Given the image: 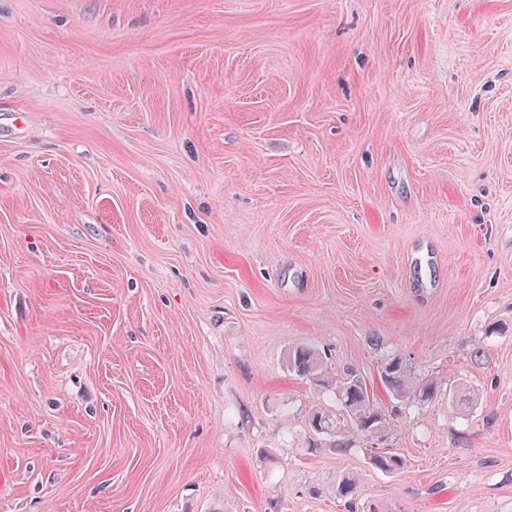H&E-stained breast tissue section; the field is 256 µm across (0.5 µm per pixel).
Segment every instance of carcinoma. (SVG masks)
<instances>
[{"instance_id":"carcinoma-1","label":"carcinoma","mask_w":512,"mask_h":512,"mask_svg":"<svg viewBox=\"0 0 512 512\" xmlns=\"http://www.w3.org/2000/svg\"><path fill=\"white\" fill-rule=\"evenodd\" d=\"M288 370L296 376L312 382L316 386L331 387L340 408L348 417L353 432L362 436L387 435L390 422L385 411L376 403L368 391L364 377L353 369H348L332 382L325 378L320 354L308 346H296L288 350ZM378 374L381 385L392 398L409 401L419 406L431 403L438 392V382L411 375V366L402 354L392 352L383 356ZM308 427L315 435L327 434L336 429V413L318 408L308 418ZM371 464L383 472H394L403 466L402 457L389 449L378 451L370 456ZM358 492L354 478L343 476L336 487L337 499L343 505L353 508Z\"/></svg>"}]
</instances>
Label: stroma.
<instances>
[{
    "label": "stroma",
    "instance_id": "obj_1",
    "mask_svg": "<svg viewBox=\"0 0 512 512\" xmlns=\"http://www.w3.org/2000/svg\"><path fill=\"white\" fill-rule=\"evenodd\" d=\"M19 115L0 512H512V0H0ZM298 345L385 440L310 447ZM288 370L296 376L320 387H332L336 400L353 427L352 433L374 437L387 435L390 422L385 411L376 403L368 391L364 377L353 369H347L336 381L326 379L323 374L320 354L308 346H296L288 351ZM378 374L381 385L392 398L419 406L431 403L440 387L433 379L411 376L407 359L396 352L383 356Z\"/></svg>",
    "mask_w": 512,
    "mask_h": 512
}]
</instances>
